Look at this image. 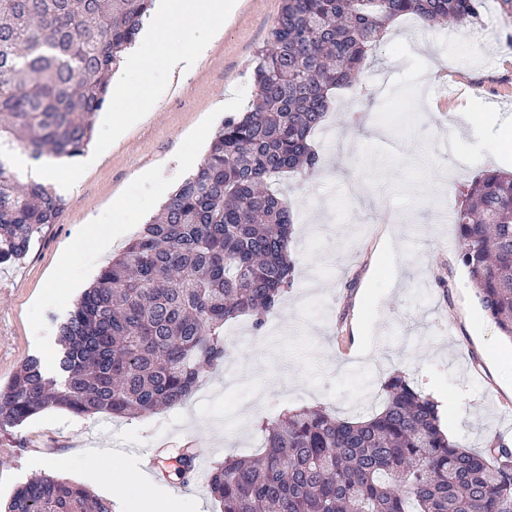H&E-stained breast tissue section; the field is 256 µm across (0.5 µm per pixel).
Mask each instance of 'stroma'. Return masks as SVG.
<instances>
[{
  "mask_svg": "<svg viewBox=\"0 0 512 512\" xmlns=\"http://www.w3.org/2000/svg\"><path fill=\"white\" fill-rule=\"evenodd\" d=\"M282 0H241L236 14L189 77L148 70L142 95L165 87L150 115L132 120L124 138L109 143L97 165L80 169L65 193L59 223L45 227L25 260L0 264V386L23 361L40 355L35 336L57 334L75 297L49 294L50 280L91 219L112 221L120 202L126 229L111 252L75 262L80 288L120 253L183 179L177 154L183 135H198L206 157L225 118L217 104L245 111L254 91L255 56L280 13ZM482 53L470 33L448 26L423 28L409 18L384 35L377 56L355 87L336 90L313 142L321 181L286 178L282 188L294 217L291 254L296 273L263 333L249 318L224 327L229 355L186 403L139 418L77 417L49 409L16 427L0 428V502L31 479L52 474L68 458L65 478L81 483L80 468L124 462L142 468L143 456L166 459L171 448H195L206 463L229 454H254L260 426L287 411L323 407L354 419L382 404L393 373L410 377L422 393L453 402L442 424L460 445L484 450L489 436H512V364L490 368L486 353L505 347L456 260V226L448 215L471 181L487 170L512 171L494 159L498 128L472 138L458 131L465 113L494 112L512 123V13L501 0H483ZM158 169L163 180L148 202L139 174ZM400 227L385 239L388 225ZM447 280L440 289L437 279ZM141 488L148 512L159 489L183 496L186 512L203 502L220 512L205 483L180 484L150 471Z\"/></svg>",
  "mask_w": 512,
  "mask_h": 512,
  "instance_id": "35a3bbf8",
  "label": "stroma"
}]
</instances>
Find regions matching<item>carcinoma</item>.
Masks as SVG:
<instances>
[{
	"label": "carcinoma",
	"instance_id": "obj_1",
	"mask_svg": "<svg viewBox=\"0 0 512 512\" xmlns=\"http://www.w3.org/2000/svg\"><path fill=\"white\" fill-rule=\"evenodd\" d=\"M154 0H0V263L23 261L66 200L21 181L14 151L70 159L92 141L108 82ZM479 0H283L257 53L249 110L224 119L207 156L101 270L59 327L45 374L24 361L0 388V427L49 409L139 417L184 403L224 364V325L259 330L293 284V218L282 176L319 168L313 134L332 92L352 86L386 24H474ZM458 257L501 335L512 340V174L477 178L454 213ZM380 411L351 422L300 408L265 427L258 455L205 474L221 512H512V448L471 452L437 408L392 375ZM188 483L194 456L177 452ZM5 512H112V501L52 475L18 487Z\"/></svg>",
	"mask_w": 512,
	"mask_h": 512
}]
</instances>
